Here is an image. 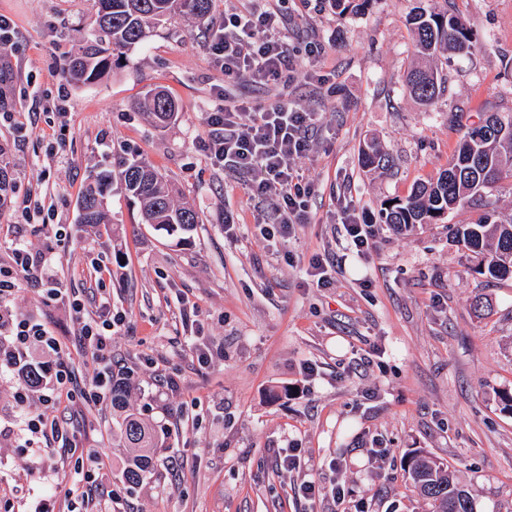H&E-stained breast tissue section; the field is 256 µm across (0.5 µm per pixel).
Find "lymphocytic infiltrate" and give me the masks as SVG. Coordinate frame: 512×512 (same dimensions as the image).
Masks as SVG:
<instances>
[{
  "instance_id": "f902f5d3",
  "label": "lymphocytic infiltrate",
  "mask_w": 512,
  "mask_h": 512,
  "mask_svg": "<svg viewBox=\"0 0 512 512\" xmlns=\"http://www.w3.org/2000/svg\"><path fill=\"white\" fill-rule=\"evenodd\" d=\"M281 24L282 14L275 8L258 6L225 13L222 22L209 31L213 63L229 79L245 77L258 83L314 80L315 72L297 67L296 51ZM204 122L207 136L202 147L213 167L259 171V179L248 187V196L272 205L273 218L263 230L266 239L286 243L299 227L311 223L308 202L313 186L291 161L304 156L309 148L313 113L282 98L268 104L220 105L206 112ZM8 234L14 263L0 267V376H13L20 384L17 403L24 449L51 442L69 446L66 428L46 416L42 408L54 404L61 391L73 401L97 402L106 396L112 383L116 320L110 305H102L97 316L88 319L82 300L70 299L83 341L102 364L91 386L74 385L72 365L60 356V345L46 325L18 314L8 304L19 279L42 282L51 258L32 251L19 227H12ZM70 455L73 481L64 491L71 500L70 512H83L88 488L99 490L103 512H112L120 490L106 482L100 457L81 448H71Z\"/></svg>"
}]
</instances>
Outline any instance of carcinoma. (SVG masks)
<instances>
[{
  "label": "carcinoma",
  "mask_w": 512,
  "mask_h": 512,
  "mask_svg": "<svg viewBox=\"0 0 512 512\" xmlns=\"http://www.w3.org/2000/svg\"><path fill=\"white\" fill-rule=\"evenodd\" d=\"M412 16L417 52L432 57L446 49L467 54L473 48L468 30L448 8L436 5ZM103 10L95 11L91 33L78 49L67 56L68 75L77 82L89 83L112 68L115 53L128 50L146 38V29L175 16L204 21L212 12L213 0H95ZM442 78L433 68H414L407 76L410 94L424 105L435 102L441 92ZM140 110L157 127H165L175 118L177 104L163 90H150L139 102ZM485 125L471 126L458 148L434 181L417 184L404 199L382 209L384 223L396 230L417 224H432L463 204L467 195L512 177V113L492 112L482 118ZM362 164L371 167L384 161L378 145L370 143L362 150ZM119 177L127 196L139 206L140 220L152 224L178 242L198 223L195 209L175 201L165 176L138 160L123 164ZM78 204L79 223H109L105 208L107 191L112 185V169L96 167ZM457 242L470 252L473 270L488 279L512 278V215L486 214L473 224L454 230ZM132 386L126 379L112 376L109 397L118 412L116 436L125 448L136 449L128 459L122 478L136 487L155 473L157 464L152 449L157 447V432L152 423L129 411ZM407 480L430 507V512H476L474 499L461 485L454 471L428 457L414 455L407 462Z\"/></svg>",
  "instance_id": "cac0c4a2"
}]
</instances>
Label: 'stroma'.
Segmentation results:
<instances>
[{
    "label": "stroma",
    "instance_id": "stroma-1",
    "mask_svg": "<svg viewBox=\"0 0 512 512\" xmlns=\"http://www.w3.org/2000/svg\"><path fill=\"white\" fill-rule=\"evenodd\" d=\"M416 4L361 0L342 14L331 0H286L290 44L323 49L318 83L225 79L210 59L209 24L250 0H215L209 23L162 24L119 66L75 84L66 57L90 30L93 0H0V15L13 23L0 59V110L19 115L0 120V145L20 195L54 213L49 224L23 223V234L51 256V285L61 293L50 302L23 281L10 305L48 325L83 385L98 364L81 345L68 300L82 298L89 316L109 302L122 318L112 329V367L131 372L130 405L159 432L155 474L129 488L121 475L129 452L112 437L110 400L49 408L120 485L114 512H427L403 471L415 452L455 469L477 512H512V413L500 402L512 393V280L472 273L466 249L448 233L486 207L512 211V178L434 224L397 234L378 222L385 202L447 167L485 113H512V0H450L475 47L437 58L445 89L429 107L405 83L417 62L409 22ZM218 86L229 101L286 95L320 115L298 162L314 183L313 221L286 250L260 234L270 204L245 193L255 173L215 169L202 149ZM157 87L179 104L164 128L134 107ZM61 138L64 152L50 157ZM371 138L388 156L383 168L359 162ZM132 158L154 166L197 211L187 244L141 223L117 180L109 225L78 224L90 170H116ZM349 201L373 226L370 254L347 248L337 216ZM60 224L69 234L63 242ZM315 255L332 266L322 288L307 275ZM478 295L489 302L480 314L472 307ZM213 344L222 355L199 363L200 349ZM309 361L318 374L307 380L301 370ZM169 378L174 388L160 389ZM18 443L0 437V500L11 512H30L31 468L51 464L65 475L71 458L54 444L23 454ZM291 443L306 465L284 472L278 453ZM170 458L177 472L166 469ZM307 480L320 487L316 501L299 492Z\"/></svg>",
    "mask_w": 512,
    "mask_h": 512
}]
</instances>
